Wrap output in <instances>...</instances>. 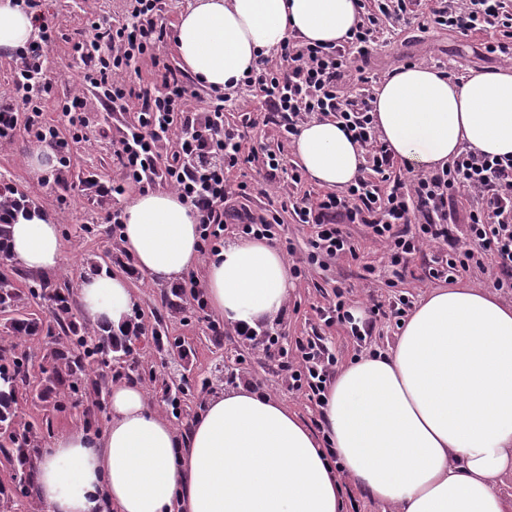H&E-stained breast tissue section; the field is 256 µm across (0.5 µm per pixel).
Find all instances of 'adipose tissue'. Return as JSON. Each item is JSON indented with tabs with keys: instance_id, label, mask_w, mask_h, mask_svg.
Listing matches in <instances>:
<instances>
[{
	"instance_id": "obj_1",
	"label": "adipose tissue",
	"mask_w": 512,
	"mask_h": 512,
	"mask_svg": "<svg viewBox=\"0 0 512 512\" xmlns=\"http://www.w3.org/2000/svg\"><path fill=\"white\" fill-rule=\"evenodd\" d=\"M360 3L190 0L176 22L178 54L202 85L231 89L288 38L344 43ZM35 31L31 15L0 0V55ZM372 106L391 155L416 170L443 167L465 148L512 156V66L459 79L405 66L376 89ZM294 155L329 189L354 182L364 165L362 148L330 119L303 124ZM9 246L32 274L62 262L58 226L38 207L12 225ZM123 246L157 282L204 263L211 308L243 329L276 316L288 298L282 253L246 240L202 257L196 219L170 191L131 200ZM79 303L96 327L130 325L122 275H86ZM326 396L318 432L249 387L211 398L182 432L149 409L138 384L115 383L107 428L58 436L34 464L35 495L43 512H342L347 481L395 512H512L499 490L512 475V302L462 283L430 292L395 345L344 365Z\"/></svg>"
}]
</instances>
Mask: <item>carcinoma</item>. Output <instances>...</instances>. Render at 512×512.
Here are the masks:
<instances>
[{
  "instance_id": "carcinoma-1",
  "label": "carcinoma",
  "mask_w": 512,
  "mask_h": 512,
  "mask_svg": "<svg viewBox=\"0 0 512 512\" xmlns=\"http://www.w3.org/2000/svg\"><path fill=\"white\" fill-rule=\"evenodd\" d=\"M33 201L17 188L8 185L0 188V313L9 316V333L15 339L33 336L68 337L46 350L40 366V394L42 401L54 393L71 395L84 401L88 391L95 396L103 392L105 379L88 382V372L93 366L102 365L105 356L120 360L131 353V344L143 336L137 325L117 336L90 323L77 324L68 284L44 278L34 279L28 288H19L8 272L13 258L9 239L11 226L24 209ZM41 302L48 317L42 319L27 312V305ZM163 302L169 311H179L185 303V294L179 288L164 293ZM31 356L24 350L0 353V454L13 464L20 479L30 478L33 465L31 450L40 447L41 431L29 422L22 421L17 407L22 386L27 383V367Z\"/></svg>"
}]
</instances>
